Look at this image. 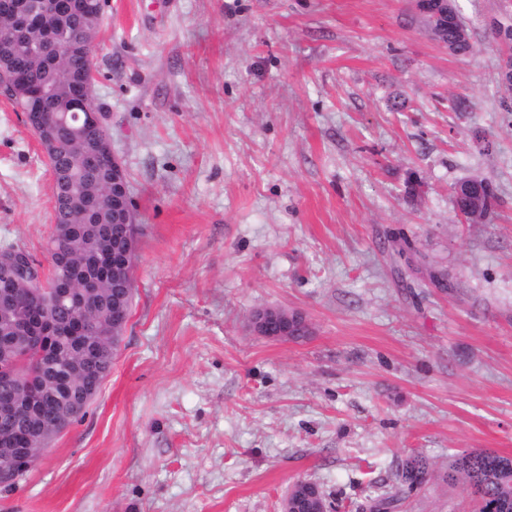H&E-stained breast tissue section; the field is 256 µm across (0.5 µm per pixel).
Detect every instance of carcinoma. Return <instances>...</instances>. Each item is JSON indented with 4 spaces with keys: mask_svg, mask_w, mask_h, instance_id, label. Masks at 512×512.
<instances>
[{
    "mask_svg": "<svg viewBox=\"0 0 512 512\" xmlns=\"http://www.w3.org/2000/svg\"><path fill=\"white\" fill-rule=\"evenodd\" d=\"M103 10H64L50 23L66 29L61 46L42 43L43 27L28 29L29 43L20 48L0 44L8 65L6 76L15 89L12 105L21 112H32L39 105L35 91L44 84H54L57 91L45 103L43 116L54 132L58 149L50 155L53 181L54 230L47 242L48 256L61 252L66 261L53 266L51 280L61 285L71 281L84 288L58 304L57 296L24 277L5 282L0 278V296L8 292L33 320L56 315L69 322L71 310H80L79 319L99 326L96 334L71 335L54 331L43 337L40 351L31 354L19 373L41 390V398L21 403L10 421L0 419V437L13 440L18 448H36L40 438L61 419L63 408L80 388L83 368L111 371L112 336V233L125 228L112 219V158L104 153L91 163H83L85 145L103 140L97 128L83 130L71 137L68 128L57 122L58 111L67 106L80 91L95 103L93 84L82 78L90 60V39L98 31ZM438 37L460 50L462 55L474 51L467 27L457 20ZM482 206L468 213V219L485 218L496 201L489 183L481 186ZM431 477L428 460L413 455L401 461L395 473V492L373 500L372 512H392L403 496L422 488ZM450 487H462L473 504L474 512H512V458L493 448H476L448 455L444 473Z\"/></svg>",
    "mask_w": 512,
    "mask_h": 512,
    "instance_id": "obj_1",
    "label": "carcinoma"
}]
</instances>
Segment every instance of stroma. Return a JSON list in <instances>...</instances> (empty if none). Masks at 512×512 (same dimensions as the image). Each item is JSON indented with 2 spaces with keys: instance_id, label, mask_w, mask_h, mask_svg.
<instances>
[{
  "instance_id": "35a3bbf8",
  "label": "stroma",
  "mask_w": 512,
  "mask_h": 512,
  "mask_svg": "<svg viewBox=\"0 0 512 512\" xmlns=\"http://www.w3.org/2000/svg\"><path fill=\"white\" fill-rule=\"evenodd\" d=\"M456 3L467 57L414 0H109L93 94L139 225L133 306L85 416L0 512H280L300 479L368 512L413 454L433 476L398 512H472L449 454L512 457V47L490 34L512 0ZM467 179L496 196L478 224ZM52 212L0 98V247L48 265ZM263 307L311 336L256 335ZM442 40H447L449 43L456 45L463 56L471 54L474 51V45L471 42V37L467 27L461 20L460 16L456 22L448 27V32L441 30L436 33Z\"/></svg>"
}]
</instances>
